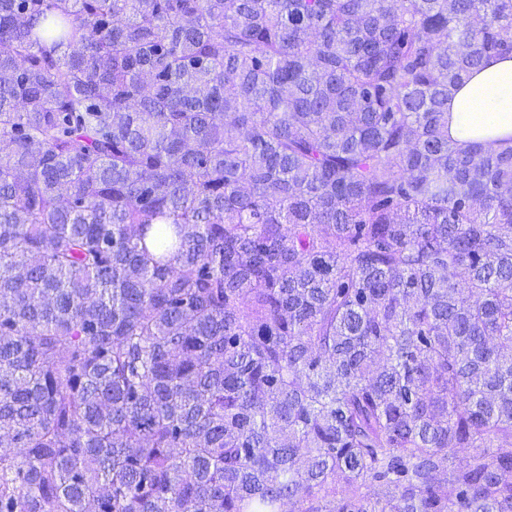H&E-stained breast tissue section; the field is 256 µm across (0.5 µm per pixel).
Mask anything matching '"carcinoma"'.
Returning <instances> with one entry per match:
<instances>
[{"label": "carcinoma", "mask_w": 512, "mask_h": 512, "mask_svg": "<svg viewBox=\"0 0 512 512\" xmlns=\"http://www.w3.org/2000/svg\"><path fill=\"white\" fill-rule=\"evenodd\" d=\"M509 53L512 0H0V512H512V146L448 136Z\"/></svg>", "instance_id": "obj_1"}]
</instances>
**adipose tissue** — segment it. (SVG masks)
<instances>
[{"instance_id": "ef3b65f1", "label": "adipose tissue", "mask_w": 512, "mask_h": 512, "mask_svg": "<svg viewBox=\"0 0 512 512\" xmlns=\"http://www.w3.org/2000/svg\"><path fill=\"white\" fill-rule=\"evenodd\" d=\"M448 134L460 145L512 142V54L487 58L448 100Z\"/></svg>"}]
</instances>
